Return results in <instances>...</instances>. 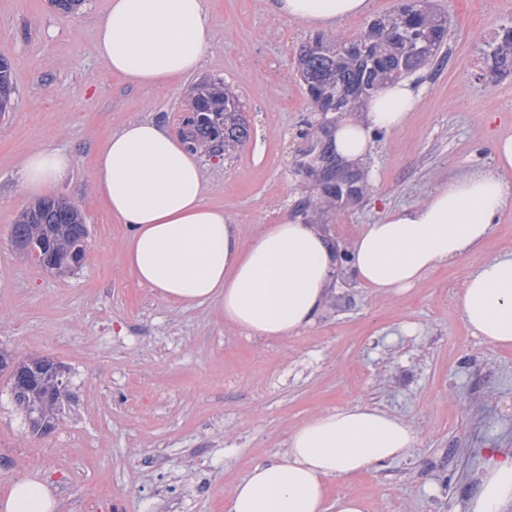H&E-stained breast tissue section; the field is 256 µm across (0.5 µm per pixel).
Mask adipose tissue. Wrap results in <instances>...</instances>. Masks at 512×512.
Here are the masks:
<instances>
[{"mask_svg":"<svg viewBox=\"0 0 512 512\" xmlns=\"http://www.w3.org/2000/svg\"><path fill=\"white\" fill-rule=\"evenodd\" d=\"M272 13L327 26L361 16L369 0H267ZM213 41L206 0H109L95 26L98 60L137 87L165 88L197 72ZM420 91L410 82L385 85L361 119L337 124L336 151L356 160L378 131L401 128ZM73 153L30 152L21 165L28 195L42 194L74 167ZM95 197L126 234L122 250L135 281L164 301H213L224 320L248 336L284 340L310 326L322 310L335 267L379 294L415 287L438 266L483 246L508 199L496 174L476 169L433 192L416 207L388 210L366 225L340 261L316 228L291 219L242 240L223 209L204 199L198 154L152 120H132L100 145L92 171ZM468 327L494 346L512 345V252L486 260L458 297ZM414 428L379 409L355 405L318 414L289 436L274 459L254 464L232 489L226 512H364L358 498L330 496V483L405 457ZM512 505V461L483 474L469 512H505ZM50 485L13 484L0 512H56Z\"/></svg>","mask_w":512,"mask_h":512,"instance_id":"1","label":"adipose tissue"}]
</instances>
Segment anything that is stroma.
<instances>
[{
  "instance_id": "stroma-1",
  "label": "stroma",
  "mask_w": 512,
  "mask_h": 512,
  "mask_svg": "<svg viewBox=\"0 0 512 512\" xmlns=\"http://www.w3.org/2000/svg\"><path fill=\"white\" fill-rule=\"evenodd\" d=\"M450 20L447 56L415 76L423 92L405 126L382 132L359 168L361 201L316 219L349 249L386 211L424 201L474 166L497 170L493 142L512 135V75L491 81L487 40L512 23V0H434ZM108 0L71 13L50 0H0V59L12 68L13 109L0 114V348L64 369L54 428L33 434L0 371V495L41 478L59 512H224L232 487L282 451L315 414L364 404L410 423L408 456L330 485L366 512H468L490 462L512 457V348L464 322L458 296L484 260L512 250V202L480 251L443 264L415 288L380 295L334 275L324 308L287 340L250 338L215 304L180 307L139 286L124 265L123 225L96 200L99 143L123 123L156 118L180 131L192 90L223 81L250 136L228 157L203 156L204 197L242 239L297 215L313 179L297 172L298 137L314 105L296 70L313 28L267 11L265 0H207L214 39L202 70L164 89L135 88L95 52ZM64 149L76 164L51 195L88 227L82 265L61 275L15 248L33 205L21 161Z\"/></svg>"
}]
</instances>
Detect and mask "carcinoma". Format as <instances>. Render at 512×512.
<instances>
[{"mask_svg": "<svg viewBox=\"0 0 512 512\" xmlns=\"http://www.w3.org/2000/svg\"><path fill=\"white\" fill-rule=\"evenodd\" d=\"M448 36V19L430 0H402L393 12L370 20L357 35L317 33L300 47L298 73L310 98L320 103L317 111L323 116L315 123L306 121L302 132L306 146L296 165L300 172L319 175V189L299 202L297 213L305 216L313 211L321 216L367 192L368 183L359 170L341 173L347 165L336 155L332 129L381 87L434 61ZM492 59L491 79L512 72V26L498 30ZM13 94L10 64L1 59L0 112L11 109ZM191 112L182 129L191 150L229 151L249 137L238 99L218 83L199 89ZM11 237L16 244L46 241L47 248L36 253V258L64 272L83 262L88 230L77 208L48 198L20 215ZM9 361L13 363L10 395L14 406L33 433L49 432L60 408V401L50 393L58 364L47 357L19 356L1 349L0 370Z\"/></svg>", "mask_w": 512, "mask_h": 512, "instance_id": "obj_1", "label": "carcinoma"}]
</instances>
